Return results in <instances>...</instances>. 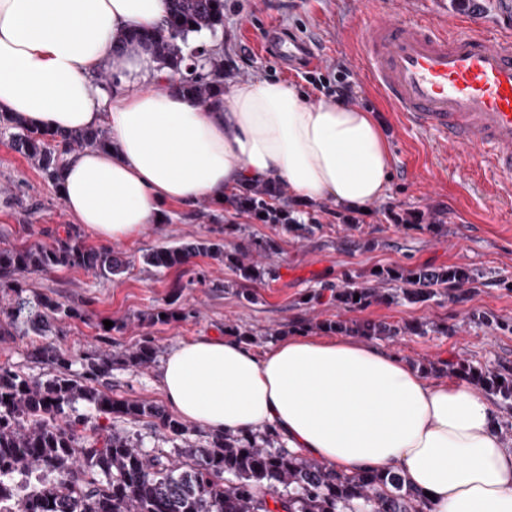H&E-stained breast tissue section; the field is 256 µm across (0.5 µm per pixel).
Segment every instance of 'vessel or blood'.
I'll use <instances>...</instances> for the list:
<instances>
[{
  "mask_svg": "<svg viewBox=\"0 0 512 512\" xmlns=\"http://www.w3.org/2000/svg\"><path fill=\"white\" fill-rule=\"evenodd\" d=\"M356 44L366 80L394 111L512 180V20L491 31L469 14L451 25L398 9L360 27ZM262 46L295 65L320 62L302 39L269 33Z\"/></svg>",
  "mask_w": 512,
  "mask_h": 512,
  "instance_id": "1",
  "label": "vessel or blood"
}]
</instances>
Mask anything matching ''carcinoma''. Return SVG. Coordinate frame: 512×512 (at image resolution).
<instances>
[{
    "label": "carcinoma",
    "mask_w": 512,
    "mask_h": 512,
    "mask_svg": "<svg viewBox=\"0 0 512 512\" xmlns=\"http://www.w3.org/2000/svg\"><path fill=\"white\" fill-rule=\"evenodd\" d=\"M224 24V0H167L163 23L152 30L121 36L125 45L150 47L160 68L186 72L179 89L205 105L224 99V64L203 47L188 48V38ZM14 149L52 183L62 168L59 142L67 150L112 146L106 127L74 130L62 139L48 129L0 117ZM285 186H256L234 194L232 204L264 224L288 223ZM266 248L228 249L224 243L194 240L162 246L144 255V262L162 272L206 256L230 269L246 289L269 275ZM128 261L111 249L85 245L76 227L49 243L0 247V288L11 291L0 305V339L57 336L58 323L81 314L71 305L46 296H29L17 275L57 268L92 270L102 277L126 271ZM476 282L472 269L452 265L429 269L383 268L363 280L346 274L334 286L336 304L347 312L392 297L380 286L393 285L410 304H424ZM326 332H349L367 338L396 336L401 328L370 320L327 321ZM32 355L61 368L39 380L0 362V512H431L428 499L407 485L397 472L342 475L285 448L274 428L260 434L213 435L199 448L173 456L146 451L115 425L145 417L158 421L172 440L188 427L155 406L112 396L100 380L112 370V355L88 360L84 371L68 373L69 359L57 350L34 347ZM151 342L136 344L124 354L131 366L153 363ZM448 372L482 390L512 402V373L471 364H448ZM88 406L109 424L89 426L79 407Z\"/></svg>",
    "instance_id": "cac0c4a2"
}]
</instances>
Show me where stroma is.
Listing matches in <instances>:
<instances>
[{"mask_svg":"<svg viewBox=\"0 0 512 512\" xmlns=\"http://www.w3.org/2000/svg\"><path fill=\"white\" fill-rule=\"evenodd\" d=\"M394 8H409L442 16V0H224V26L209 34L210 48L222 51L233 74L225 88L248 81L279 80L317 98L305 68L287 66L258 47L268 27L276 26L307 39L325 64H346L359 72L353 30L370 17ZM367 101L379 111L392 157L386 196L347 230L334 216L332 201L318 212V227L264 224L236 211L230 204L199 201L191 211L168 206L161 223L147 225L120 248L130 263L118 277H101L81 269L27 274L21 283L29 294L43 295L76 307L80 318L65 323L50 342L71 361L70 374L81 373L87 358L101 353L122 354L142 339H150L155 360L137 369L115 363L103 380L114 396L130 402L166 408L157 376L168 352L177 344L201 336L242 335L255 354H263L277 338L320 336V322L340 313L333 287L344 274L359 275L375 267L467 266L479 271L477 288L464 289L460 299L441 296L426 305L403 300L378 302L358 316L400 327L398 336L378 346L423 370L433 382H445L448 361H464L500 371L512 369V290L500 286L512 277V183L498 180L463 151L443 146L435 134L414 129L393 112L371 88ZM396 210L440 212L443 223L403 226L385 220L388 206ZM52 183L26 158L15 152L8 136H0V242H51L58 229L73 223ZM195 239L220 241L226 247L269 244L272 276L255 285V301L232 289L233 273L210 258L198 256L181 268L157 273L143 262L145 253L164 245ZM166 307L180 319L168 323L141 322V315ZM488 312L503 327L488 326L477 315ZM424 325L427 335L413 334ZM31 338L0 340V361L16 371L47 379L54 367L35 359ZM123 429L142 439L144 449L196 448L210 431L194 427L184 439L170 441L152 420L123 422Z\"/></svg>","mask_w":512,"mask_h":512,"instance_id":"1","label":"stroma"}]
</instances>
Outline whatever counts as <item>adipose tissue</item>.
<instances>
[{"label":"adipose tissue","mask_w":512,"mask_h":512,"mask_svg":"<svg viewBox=\"0 0 512 512\" xmlns=\"http://www.w3.org/2000/svg\"><path fill=\"white\" fill-rule=\"evenodd\" d=\"M166 12V0H0V111L57 132H111L110 149L68 154L58 181L86 231L132 240L164 206L220 204L253 183H286L299 207L327 198L357 211L384 197L391 154L372 113L280 81L238 84L211 107L152 90L150 51L119 38ZM103 68L107 86L90 78ZM137 81L144 90L130 93ZM158 387L206 430L273 427L339 473H403L431 493L432 512H512V442L493 401L356 338L293 336L258 357L237 337L202 336L170 352Z\"/></svg>","instance_id":"obj_1"}]
</instances>
